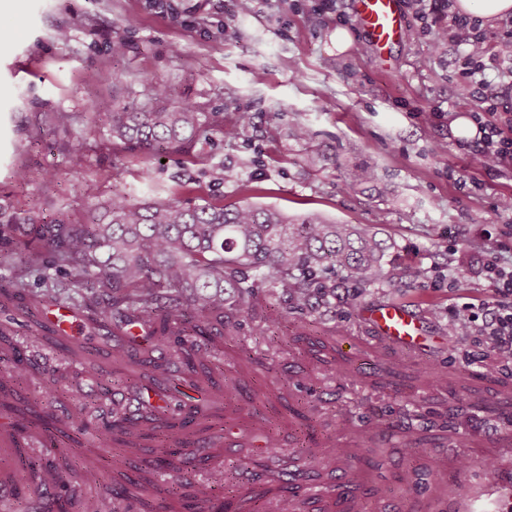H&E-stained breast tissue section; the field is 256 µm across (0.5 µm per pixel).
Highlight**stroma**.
<instances>
[{
	"instance_id": "1",
	"label": "stroma",
	"mask_w": 512,
	"mask_h": 512,
	"mask_svg": "<svg viewBox=\"0 0 512 512\" xmlns=\"http://www.w3.org/2000/svg\"><path fill=\"white\" fill-rule=\"evenodd\" d=\"M339 29L352 38L342 53L332 42ZM117 40L126 45L119 56ZM0 41L8 45L0 51V196L17 210L76 224L115 192L135 204L248 202L361 224L387 240L391 284L339 293L321 325L336 338L341 368L313 362L282 336L246 337L243 353L264 365L234 395L246 419L225 424V461L248 462L262 444V420L311 402L315 481L336 499L335 512L348 507L335 464L321 457L326 448L352 449L347 484L370 512H400L406 499L436 492L410 479L399 442L380 446L370 431L376 419L421 436L417 460L430 470L456 454L479 476L489 449L512 448V374L473 383L479 349L470 340L445 338L394 360L365 347L362 309L388 302L443 336L454 292L491 296L477 261L498 256L512 235V161L479 170L457 144L455 121L481 101L452 43L436 45L414 20L380 61L352 0L329 9L321 0H0ZM157 82L173 104L220 114L223 126L178 152L110 148L109 120L96 105L151 106ZM429 106L442 116L420 117ZM243 113L251 121L239 132ZM300 123L307 138L295 136ZM78 139L79 155L70 150ZM358 167L371 178L353 181ZM417 265L427 278L414 277ZM428 366L447 371L449 385H416Z\"/></svg>"
}]
</instances>
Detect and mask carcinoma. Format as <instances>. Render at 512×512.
Listing matches in <instances>:
<instances>
[{"instance_id":"1","label":"carcinoma","mask_w":512,"mask_h":512,"mask_svg":"<svg viewBox=\"0 0 512 512\" xmlns=\"http://www.w3.org/2000/svg\"><path fill=\"white\" fill-rule=\"evenodd\" d=\"M148 110L100 105L110 113L109 135L131 151L183 148L214 118L189 105L173 106L169 88L151 87ZM387 247L358 224H336L310 213L291 220L251 204L185 207L178 202L134 204L121 193L83 224L61 219L41 224L0 199V485L14 487L16 508L44 512L30 497L49 490L54 512H153L143 495L160 489L168 512H297L284 474L288 462L276 441L236 475L201 481L192 463L214 457L211 438L190 439L188 429L210 416L196 394L211 390L207 365L231 340L270 336L288 316L308 317L336 298V289L366 290L392 282ZM73 301L89 329L112 326L114 365L145 370L149 384L115 388L103 368L85 362L86 343L70 349L80 368L67 391L72 410L50 416L59 443L38 450L41 416L15 388L31 370L46 376L45 390H60L57 370L25 355L38 340L12 342L22 322L46 334L45 304ZM98 414L95 448L76 443L56 457L70 433H83Z\"/></svg>"}]
</instances>
